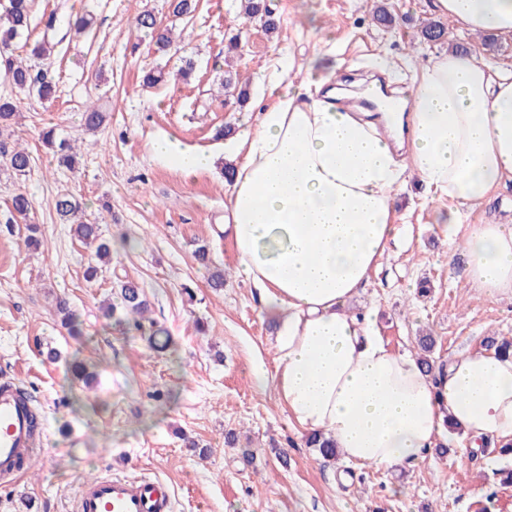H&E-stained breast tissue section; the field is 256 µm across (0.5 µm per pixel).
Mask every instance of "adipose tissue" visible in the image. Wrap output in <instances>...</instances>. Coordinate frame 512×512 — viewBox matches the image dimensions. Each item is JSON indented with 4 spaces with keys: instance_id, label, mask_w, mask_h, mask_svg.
Returning a JSON list of instances; mask_svg holds the SVG:
<instances>
[{
    "instance_id": "ef3b65f1",
    "label": "adipose tissue",
    "mask_w": 512,
    "mask_h": 512,
    "mask_svg": "<svg viewBox=\"0 0 512 512\" xmlns=\"http://www.w3.org/2000/svg\"><path fill=\"white\" fill-rule=\"evenodd\" d=\"M438 6L466 32L512 36V0ZM299 70L301 83L272 82L255 131L230 144L224 185L223 231L279 326V401L296 427L331 437L362 467L415 465L446 424L475 448L511 444L512 353H461L428 374L385 346L371 315L346 306L401 232L394 192L410 170L447 196L445 236L462 238L471 286L512 293V224L470 221L512 182V69L493 74L451 50L415 71L409 95L389 97L393 125L410 127L402 154L391 128L338 106L316 59Z\"/></svg>"
}]
</instances>
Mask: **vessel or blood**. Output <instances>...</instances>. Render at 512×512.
<instances>
[{"label":"vessel or blood","instance_id":"vessel-or-blood-1","mask_svg":"<svg viewBox=\"0 0 512 512\" xmlns=\"http://www.w3.org/2000/svg\"><path fill=\"white\" fill-rule=\"evenodd\" d=\"M34 411L18 379L0 377V484L16 485L34 456ZM173 497L150 478L97 477L82 483L74 512H172Z\"/></svg>","mask_w":512,"mask_h":512}]
</instances>
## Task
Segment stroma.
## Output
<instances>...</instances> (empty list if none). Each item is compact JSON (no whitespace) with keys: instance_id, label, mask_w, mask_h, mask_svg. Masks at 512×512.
Listing matches in <instances>:
<instances>
[{"instance_id":"35a3bbf8","label":"stroma","mask_w":512,"mask_h":512,"mask_svg":"<svg viewBox=\"0 0 512 512\" xmlns=\"http://www.w3.org/2000/svg\"><path fill=\"white\" fill-rule=\"evenodd\" d=\"M272 3L280 24L270 35L259 22H241L240 0H198L194 14L177 22L173 49L161 51L134 20L145 10L167 20V0H35L30 38L52 44L44 66L58 92L39 101L0 72V97L18 105L10 140L31 155L26 175L0 166V373L23 383L44 445L17 486L0 487V512H73L84 481L112 475L164 481L175 512H512V486L496 475L512 469V453L489 445L473 451L459 434L441 433L416 465L386 470L341 456L329 462L308 447L274 390L278 327L239 275L231 240L213 231L224 214L222 131L254 126L287 58L318 57L354 90L374 74V61L387 59L390 72L409 76L456 46L512 67V38L469 34L451 22L444 40H419L423 24L442 18L437 0ZM380 6L391 23L377 20ZM52 13L58 24L50 30ZM75 14L91 15V29L68 32ZM237 33L244 50L231 57L227 43ZM188 62L186 78L179 71ZM146 67L162 70L163 82L141 88ZM228 71L245 84L246 103L225 94ZM90 104L107 114L93 134L81 126ZM46 125L75 140V171L42 147ZM163 134L211 153L213 166L188 176L159 159L151 143ZM18 189L35 203L30 221L39 227V247L27 246L23 224L6 223ZM63 189L100 219L112 244L96 281L84 278L91 249L54 210ZM104 200L110 213L100 211ZM447 205L407 175L396 196L406 231L350 306L354 314L374 312L393 351L416 353L420 336H434L440 362L481 350L486 337L512 336V294L488 298L471 288L461 244L446 240L441 226ZM201 246L206 267L194 258ZM216 269L224 272L220 288L209 285ZM122 280L146 296L141 324L121 310L103 312ZM59 296L80 313L81 336L61 327ZM158 328L171 347L151 343ZM52 349L59 361L48 359ZM75 354L89 380L68 373ZM231 429L239 435L235 448L224 443ZM189 438L195 447L186 446Z\"/></svg>"}]
</instances>
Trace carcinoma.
<instances>
[{"mask_svg": "<svg viewBox=\"0 0 512 512\" xmlns=\"http://www.w3.org/2000/svg\"><path fill=\"white\" fill-rule=\"evenodd\" d=\"M196 0H169V10L172 16L181 19L190 16L196 10ZM243 16L248 20H258L268 33H273L278 27L277 18L268 8L265 0H241ZM31 20V0H6L0 8V65L11 83L20 90L37 96L40 100H49L56 94V83L48 69L37 65H24L11 54L12 46L28 31ZM135 25L141 30L155 34L158 44L164 47L172 46L169 37L170 29L163 28L157 17L150 11H144L135 18ZM17 112L16 105L10 97L0 98V130L10 126ZM106 114L94 106H89L82 114V125L87 131L98 130L105 122ZM40 140L43 145L56 156L58 163L69 170L75 169L77 152L70 140L60 136L53 126L41 131ZM0 159L5 166L18 176H24L31 166V156L23 148L12 146L0 137ZM33 208V201L24 191L15 192L10 198V213L25 218ZM54 209L63 224L72 225L74 236L84 244H96L95 257L97 262L88 266L85 275L92 280L97 277L101 267L111 260V247L102 237L100 224L87 218L83 203L72 193L63 192L56 196ZM120 296L123 308L131 315L142 316L146 313L148 303L140 287L132 282L120 284ZM56 310L62 325L72 335L81 334L80 314L73 309L65 297L56 299ZM435 340L432 336L419 338L418 359L425 371H434L437 361L433 358ZM307 444L317 449L325 460L336 458L335 442L322 435L312 434L307 438Z\"/></svg>", "mask_w": 512, "mask_h": 512, "instance_id": "carcinoma-1", "label": "carcinoma"}]
</instances>
